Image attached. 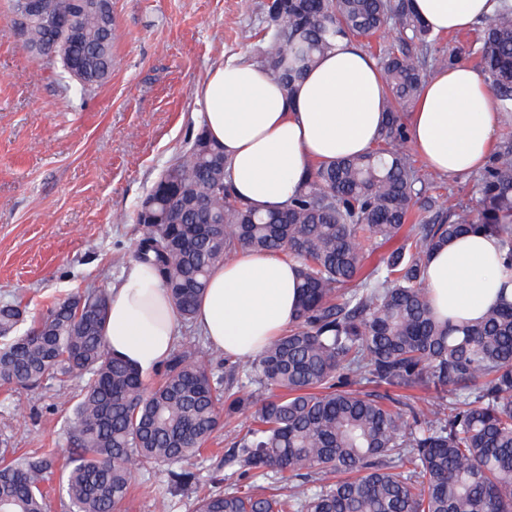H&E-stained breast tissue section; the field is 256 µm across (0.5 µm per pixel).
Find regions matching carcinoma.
<instances>
[{
    "label": "carcinoma",
    "mask_w": 512,
    "mask_h": 512,
    "mask_svg": "<svg viewBox=\"0 0 512 512\" xmlns=\"http://www.w3.org/2000/svg\"><path fill=\"white\" fill-rule=\"evenodd\" d=\"M45 14L74 18L59 33L27 23L20 48L57 62L65 74L82 61L81 88L112 75L116 23L112 0H45ZM411 0H281L264 5L266 67L290 94L337 39L353 41L393 27L409 42L380 56L388 120L382 145L310 170L282 210L262 212L237 197L222 149L201 130L163 171L149 195L172 202L178 227L163 211L137 206L143 226L134 259L149 265L180 318L194 321L211 269L241 249L286 252L299 264L295 320L233 391L235 369L200 355L196 338L175 348L150 385L140 369L112 355L104 331L109 292L93 288L52 307L24 331L22 310L0 304V385L38 386L88 376L66 421L71 458L59 486L69 512H119L134 470L168 466L176 491L198 485L185 463L248 412L236 433V477L226 490L197 499L195 512H512V301L473 325L439 322L423 287L428 254L481 230L498 236L512 271V138L501 142L477 183V207L451 213L428 194L400 145L399 112L424 82L425 51L437 36ZM481 67L497 90V111L512 115V8L488 20ZM403 244L363 271V243L400 236ZM397 390L433 387L454 393L448 409L418 408L405 396L366 394L361 381ZM0 450V512H48L45 484L56 470L47 449L9 457ZM288 474L291 492L258 494L254 483Z\"/></svg>",
    "instance_id": "carcinoma-1"
}]
</instances>
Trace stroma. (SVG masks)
Listing matches in <instances>:
<instances>
[{"label":"stroma","instance_id":"stroma-1","mask_svg":"<svg viewBox=\"0 0 512 512\" xmlns=\"http://www.w3.org/2000/svg\"><path fill=\"white\" fill-rule=\"evenodd\" d=\"M265 2L112 0V76L84 92L20 52L0 0V303L30 322L55 300L119 281L142 235L138 203L201 127L195 93L208 71L262 61ZM404 150L444 201L475 204V177L439 175L412 144ZM85 384L0 386V443L66 461L65 419ZM234 453L220 434L193 460L201 490L232 472ZM196 492L171 494L166 467L143 468L120 512H193Z\"/></svg>","mask_w":512,"mask_h":512}]
</instances>
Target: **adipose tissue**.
I'll use <instances>...</instances> for the list:
<instances>
[{
	"label": "adipose tissue",
	"instance_id": "1",
	"mask_svg": "<svg viewBox=\"0 0 512 512\" xmlns=\"http://www.w3.org/2000/svg\"><path fill=\"white\" fill-rule=\"evenodd\" d=\"M438 33L468 29L491 17L501 0H411ZM201 125L219 144L238 196L263 210L287 205L308 171L372 150L383 131L385 84L377 62L355 43L337 40L285 93L265 66L231 59L197 92ZM496 97L487 75L458 63L423 85L406 117L408 137L429 167L459 178L478 172L496 143ZM496 235L477 232L431 252L424 285L440 319L479 324L500 296L512 298ZM297 265L278 253L239 251L212 271L195 322L225 356L249 360L291 324ZM107 345L148 373L169 357L178 318L168 293L146 266H129L110 290Z\"/></svg>",
	"mask_w": 512,
	"mask_h": 512
}]
</instances>
